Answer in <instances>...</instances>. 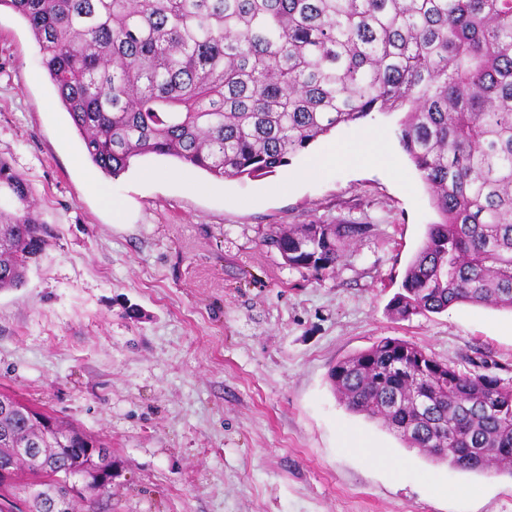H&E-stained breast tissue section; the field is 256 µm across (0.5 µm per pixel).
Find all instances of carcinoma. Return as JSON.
Returning a JSON list of instances; mask_svg holds the SVG:
<instances>
[{
	"instance_id": "carcinoma-1",
	"label": "carcinoma",
	"mask_w": 512,
	"mask_h": 512,
	"mask_svg": "<svg viewBox=\"0 0 512 512\" xmlns=\"http://www.w3.org/2000/svg\"><path fill=\"white\" fill-rule=\"evenodd\" d=\"M23 18L86 154L116 179L174 157L217 180L260 177L373 112H405L399 141L440 221L410 261L392 314L459 304L512 311V0H0ZM0 291L47 245L24 179L0 160ZM364 224L269 235L288 265L333 272ZM347 409L462 471L512 476V385L401 339L330 371ZM0 469L16 448L70 445L0 487V512H54L21 493L82 469L96 437L0 391Z\"/></svg>"
}]
</instances>
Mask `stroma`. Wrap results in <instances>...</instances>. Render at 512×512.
<instances>
[{"label":"stroma","instance_id":"obj_1","mask_svg":"<svg viewBox=\"0 0 512 512\" xmlns=\"http://www.w3.org/2000/svg\"><path fill=\"white\" fill-rule=\"evenodd\" d=\"M57 100L27 24L1 9L0 157L50 237L24 284L0 292V390L111 447L101 512H512V476L431 461L348 411L329 379L399 338L512 384V312L388 311L439 219L399 143L402 113L336 128L258 178L140 158L111 180L113 210ZM366 128L382 137L370 160ZM329 149L323 176L301 179ZM293 224L369 231L318 273L266 246Z\"/></svg>","mask_w":512,"mask_h":512}]
</instances>
